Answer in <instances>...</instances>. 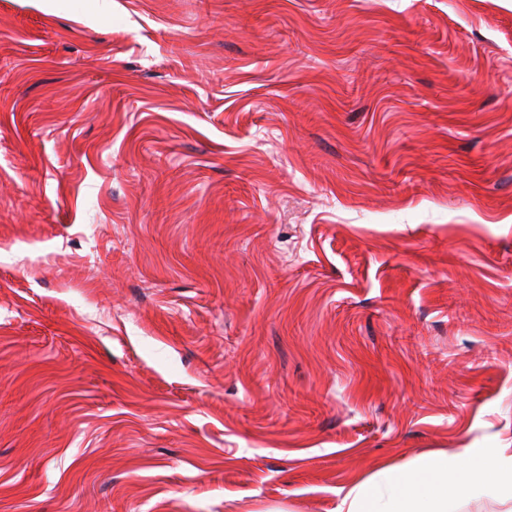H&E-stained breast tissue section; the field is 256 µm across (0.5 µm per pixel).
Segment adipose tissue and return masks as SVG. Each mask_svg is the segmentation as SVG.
<instances>
[{"instance_id":"adipose-tissue-1","label":"adipose tissue","mask_w":512,"mask_h":512,"mask_svg":"<svg viewBox=\"0 0 512 512\" xmlns=\"http://www.w3.org/2000/svg\"><path fill=\"white\" fill-rule=\"evenodd\" d=\"M486 493L512 512V454L466 448L381 465L338 490L336 512H457V504Z\"/></svg>"}]
</instances>
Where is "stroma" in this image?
Masks as SVG:
<instances>
[{"label": "stroma", "instance_id": "1", "mask_svg": "<svg viewBox=\"0 0 512 512\" xmlns=\"http://www.w3.org/2000/svg\"><path fill=\"white\" fill-rule=\"evenodd\" d=\"M512 453V0H0V512H334Z\"/></svg>", "mask_w": 512, "mask_h": 512}]
</instances>
